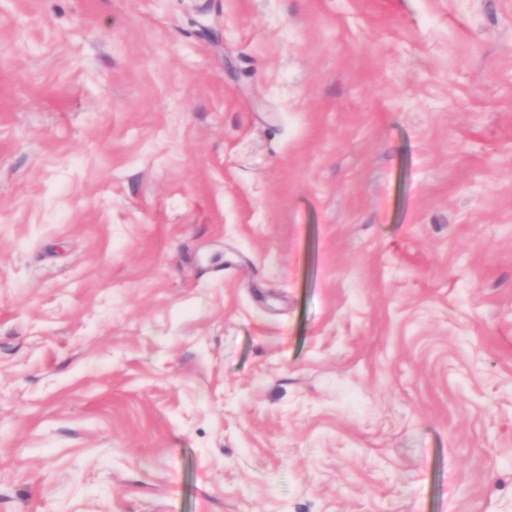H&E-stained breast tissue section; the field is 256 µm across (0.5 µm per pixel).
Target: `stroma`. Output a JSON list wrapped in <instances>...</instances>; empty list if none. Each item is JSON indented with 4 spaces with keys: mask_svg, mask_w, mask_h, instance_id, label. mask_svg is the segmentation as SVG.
<instances>
[{
    "mask_svg": "<svg viewBox=\"0 0 512 512\" xmlns=\"http://www.w3.org/2000/svg\"><path fill=\"white\" fill-rule=\"evenodd\" d=\"M0 512H512V0H0Z\"/></svg>",
    "mask_w": 512,
    "mask_h": 512,
    "instance_id": "1",
    "label": "stroma"
}]
</instances>
